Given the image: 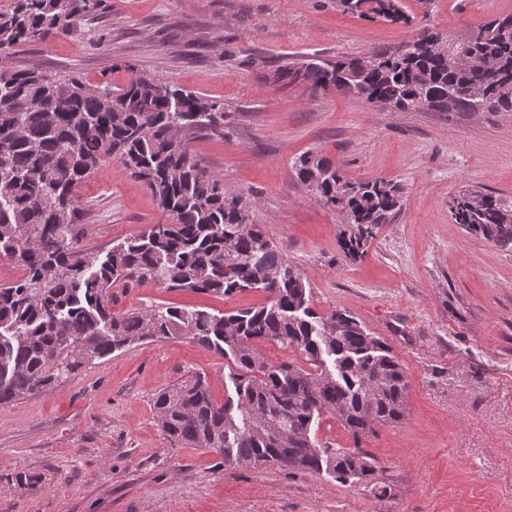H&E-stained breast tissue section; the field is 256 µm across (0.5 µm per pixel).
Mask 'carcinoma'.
<instances>
[{"instance_id": "obj_1", "label": "carcinoma", "mask_w": 512, "mask_h": 512, "mask_svg": "<svg viewBox=\"0 0 512 512\" xmlns=\"http://www.w3.org/2000/svg\"><path fill=\"white\" fill-rule=\"evenodd\" d=\"M337 2L361 19L412 21L402 0ZM95 7L96 0H14L0 11V50L66 34ZM442 40L425 29L393 52L308 57L277 72L399 112H512V15L461 35L451 52L436 46ZM223 120V107L173 82L134 76L114 89L74 74L0 69V258L20 271L0 283V404L60 384L135 342L185 337L232 360L235 397L218 404L199 375L161 390L153 409L167 438L213 450L226 465L370 484L375 468L361 443L405 416L406 370L352 313L316 312L307 278L250 223V201L224 191L223 180L194 159L190 141ZM114 156L167 220L163 231L151 224L100 256L81 245L77 192ZM294 169L351 227L341 242L351 259L364 256L399 208L400 188L388 180H350L311 153ZM449 210L467 232L512 249V200L468 189ZM130 281L217 296L250 282L267 301L219 314L159 306L115 314L112 288ZM265 343L297 350L309 368L269 361ZM325 415L354 448L316 440ZM259 421L296 437L282 446Z\"/></svg>"}]
</instances>
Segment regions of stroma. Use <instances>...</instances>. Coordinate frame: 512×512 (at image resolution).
<instances>
[{
    "label": "stroma",
    "instance_id": "stroma-1",
    "mask_svg": "<svg viewBox=\"0 0 512 512\" xmlns=\"http://www.w3.org/2000/svg\"><path fill=\"white\" fill-rule=\"evenodd\" d=\"M408 24L341 12L336 0H99L65 35L0 52L123 87L173 81L224 108L192 154L252 203L308 279L313 308L347 309L385 339L409 377L406 415L362 447L386 493L328 474L229 467L165 438L156 394L194 374L214 399L234 393L229 361L184 338L135 343L53 389L0 405V512H512V251L467 233L449 212L464 189L512 197V112H399L330 87L278 78L308 56L393 51L421 27L448 37L512 13V0H403ZM306 152L353 180L402 189L397 216L365 255L345 256L339 210L310 196ZM83 245L97 252L164 221L120 159L89 178ZM113 313L177 306L212 313L264 302L132 283ZM25 480H18V473Z\"/></svg>",
    "mask_w": 512,
    "mask_h": 512
}]
</instances>
